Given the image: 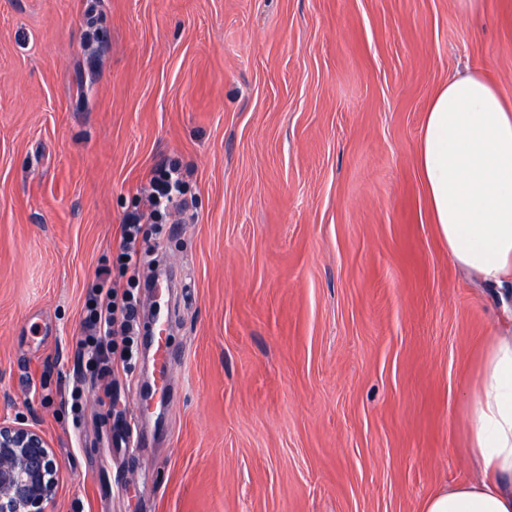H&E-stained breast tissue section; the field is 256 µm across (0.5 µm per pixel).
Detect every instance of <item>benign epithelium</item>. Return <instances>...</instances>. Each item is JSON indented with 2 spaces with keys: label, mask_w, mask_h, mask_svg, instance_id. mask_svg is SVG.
<instances>
[{
  "label": "benign epithelium",
  "mask_w": 512,
  "mask_h": 512,
  "mask_svg": "<svg viewBox=\"0 0 512 512\" xmlns=\"http://www.w3.org/2000/svg\"><path fill=\"white\" fill-rule=\"evenodd\" d=\"M53 449L33 425L0 420V512H53Z\"/></svg>",
  "instance_id": "benign-epithelium-1"
}]
</instances>
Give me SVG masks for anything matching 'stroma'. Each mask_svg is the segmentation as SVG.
Returning <instances> with one entry per match:
<instances>
[{
    "mask_svg": "<svg viewBox=\"0 0 512 512\" xmlns=\"http://www.w3.org/2000/svg\"><path fill=\"white\" fill-rule=\"evenodd\" d=\"M469 69L512 104V0H0V418L48 438L54 512H421L478 479L467 409L512 317L416 164ZM172 164L189 211L157 220ZM132 215L180 273L159 408L145 282L135 360L77 355ZM185 175L181 168L173 165L153 172L149 179L150 202L154 217L162 216L174 195L183 194Z\"/></svg>",
    "mask_w": 512,
    "mask_h": 512,
    "instance_id": "obj_1",
    "label": "stroma"
}]
</instances>
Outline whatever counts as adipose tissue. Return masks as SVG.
Returning <instances> with one entry per match:
<instances>
[{
	"label": "adipose tissue",
	"instance_id": "obj_1",
	"mask_svg": "<svg viewBox=\"0 0 512 512\" xmlns=\"http://www.w3.org/2000/svg\"><path fill=\"white\" fill-rule=\"evenodd\" d=\"M417 165L449 258L488 284L512 280V106L482 73L433 96ZM468 420L484 478L433 494L422 512H512V335L488 346Z\"/></svg>",
	"mask_w": 512,
	"mask_h": 512
}]
</instances>
